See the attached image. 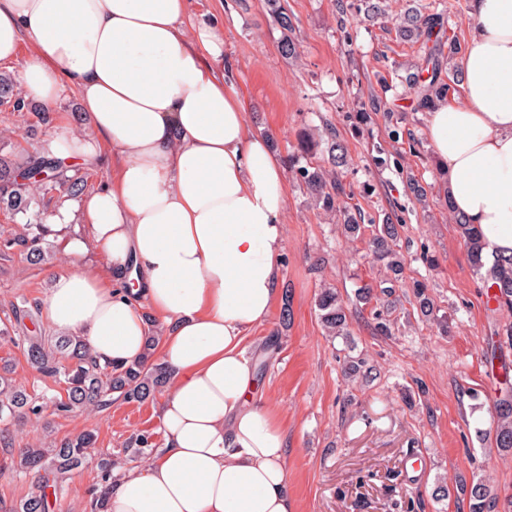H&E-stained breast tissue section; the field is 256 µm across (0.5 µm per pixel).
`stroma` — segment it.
Here are the masks:
<instances>
[{
  "label": "stroma",
  "instance_id": "1",
  "mask_svg": "<svg viewBox=\"0 0 512 512\" xmlns=\"http://www.w3.org/2000/svg\"><path fill=\"white\" fill-rule=\"evenodd\" d=\"M192 17L224 26V53L234 64L233 81L252 130L277 143L288 159L300 131L323 125L336 131L351 157L341 177L342 202L362 216L390 212L401 225L398 248L405 259L404 285L382 291L386 271L371 254L370 237L351 240L319 214L294 175H287L286 245L280 286L291 291L292 322L283 325L281 306L245 341L253 363L269 358L257 379L288 426L290 493L299 512H468L461 487L485 476L496 500L494 512H512V456L493 448L488 436L496 383L486 367L494 341L512 312L487 300L483 275L473 268L443 202L427 113L416 111L405 78L423 55L419 45L397 41L382 22L341 18L337 0H288L297 20L300 57L278 51L279 28L263 0H190ZM372 109V122L358 128L355 114ZM404 135L392 139L390 129ZM47 127L33 115L0 106V147L38 153ZM427 190L417 201L410 180ZM432 255L434 264L424 261ZM68 257L57 241L49 260L31 265L22 248L0 255V319L13 304H43L51 275ZM423 282L437 308L424 321L413 312V281ZM336 287L348 306L350 334L326 336L316 296ZM387 310L391 334L374 327L372 312ZM447 328H440V320ZM279 346L264 356L271 336ZM376 372L351 378V361ZM159 400L113 402L106 409L67 417L44 412L42 425L18 424L13 448L35 443L44 430L62 438L98 432L103 452H119L140 431L162 443ZM99 480L89 462L64 484L55 512H86ZM36 476H19L0 456V512L34 492ZM441 484L449 498L436 500Z\"/></svg>",
  "mask_w": 512,
  "mask_h": 512
}]
</instances>
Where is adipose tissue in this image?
<instances>
[{"instance_id": "1", "label": "adipose tissue", "mask_w": 512, "mask_h": 512, "mask_svg": "<svg viewBox=\"0 0 512 512\" xmlns=\"http://www.w3.org/2000/svg\"><path fill=\"white\" fill-rule=\"evenodd\" d=\"M470 15L462 97L438 102L426 134L490 263L512 255V0H472ZM13 62L46 110L74 88L86 120L83 134L57 121L40 155L107 172L48 219L81 224L73 257L109 258L53 273L48 322L115 364L141 357L145 309L168 326L163 442L108 512H297L283 419L243 346L278 295L287 185L224 70L223 25L190 21L189 0H0V63Z\"/></svg>"}]
</instances>
